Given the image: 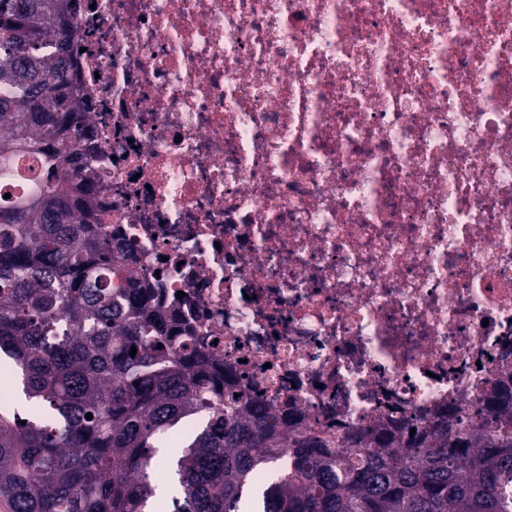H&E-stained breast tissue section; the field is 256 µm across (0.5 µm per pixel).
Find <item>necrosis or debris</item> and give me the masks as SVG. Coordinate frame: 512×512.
I'll return each mask as SVG.
<instances>
[{"mask_svg":"<svg viewBox=\"0 0 512 512\" xmlns=\"http://www.w3.org/2000/svg\"><path fill=\"white\" fill-rule=\"evenodd\" d=\"M98 232L319 431L512 382V0H82Z\"/></svg>","mask_w":512,"mask_h":512,"instance_id":"4bbe7bcc","label":"necrosis or debris"}]
</instances>
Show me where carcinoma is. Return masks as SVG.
<instances>
[{"mask_svg":"<svg viewBox=\"0 0 512 512\" xmlns=\"http://www.w3.org/2000/svg\"><path fill=\"white\" fill-rule=\"evenodd\" d=\"M77 2L0 0V356L31 402L0 410V500L11 512H244L248 499L251 512H512L508 392L478 399L477 425L458 412L299 431L295 413L213 367L150 284L112 286L115 253L134 246L83 228L98 195L74 83ZM24 159L27 191L7 198ZM190 416L202 423L183 441L173 431ZM160 470L177 482L168 498Z\"/></svg>","mask_w":512,"mask_h":512,"instance_id":"carcinoma-1","label":"carcinoma"}]
</instances>
